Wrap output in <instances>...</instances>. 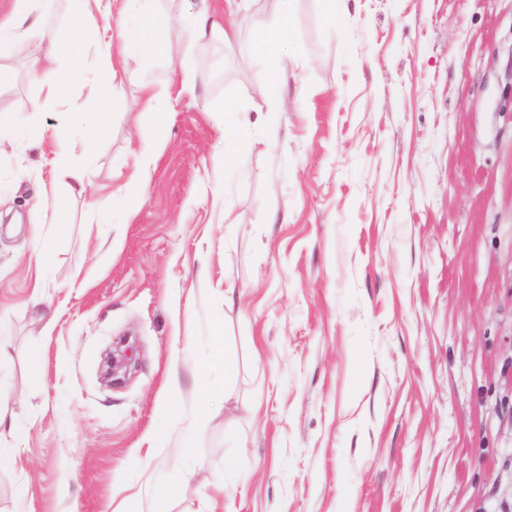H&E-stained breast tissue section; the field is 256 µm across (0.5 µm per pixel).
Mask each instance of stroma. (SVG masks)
I'll return each instance as SVG.
<instances>
[{
	"mask_svg": "<svg viewBox=\"0 0 512 512\" xmlns=\"http://www.w3.org/2000/svg\"><path fill=\"white\" fill-rule=\"evenodd\" d=\"M203 3L234 37L130 62L98 132L6 61L0 512H512V0H347L332 28L297 0L284 109L252 25L277 0L154 6ZM185 79L139 126L141 84ZM62 150L93 155L83 196ZM123 335L137 368L109 387ZM246 112H238L237 109L226 110L224 130L232 133L234 142L239 150L248 146L254 136V125L247 118Z\"/></svg>",
	"mask_w": 512,
	"mask_h": 512,
	"instance_id": "stroma-1",
	"label": "stroma"
}]
</instances>
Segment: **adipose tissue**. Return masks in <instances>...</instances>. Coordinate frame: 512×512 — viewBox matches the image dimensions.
Returning a JSON list of instances; mask_svg holds the SVG:
<instances>
[{
  "label": "adipose tissue",
  "instance_id": "adipose-tissue-1",
  "mask_svg": "<svg viewBox=\"0 0 512 512\" xmlns=\"http://www.w3.org/2000/svg\"><path fill=\"white\" fill-rule=\"evenodd\" d=\"M76 6L70 23L75 34L95 29L99 50L103 56L118 55L121 62L161 54L165 43L159 30L166 29L185 34L190 40L200 41L215 35L218 25L208 8H201L191 18L158 19L152 0H75ZM296 0H279L276 19L255 20L257 48L271 65L270 74L261 86L263 97L278 96L279 72L290 58L293 49L294 6ZM58 0H14L13 18L0 24V62L19 50H26L31 67L46 100L72 102L75 86H82L87 97H98L103 91L115 88L118 71L115 67L101 68L95 77L85 75L81 61L71 65L61 62L62 50L43 42V22L55 13ZM134 16L138 21L136 31L127 27L113 28L112 14Z\"/></svg>",
  "mask_w": 512,
  "mask_h": 512
}]
</instances>
